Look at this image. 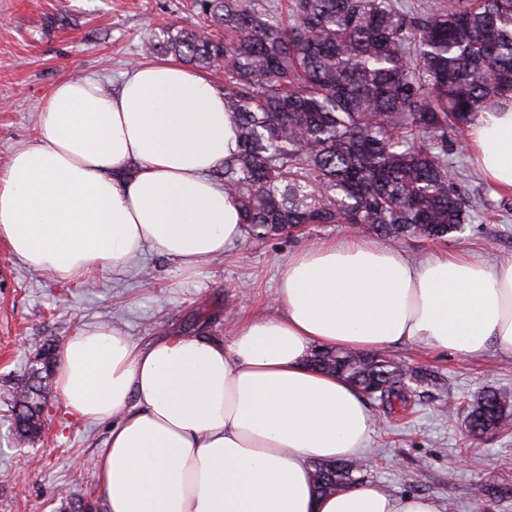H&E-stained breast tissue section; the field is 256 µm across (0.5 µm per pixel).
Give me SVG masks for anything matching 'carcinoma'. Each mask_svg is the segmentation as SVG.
I'll return each mask as SVG.
<instances>
[{"label":"carcinoma","instance_id":"cac0c4a2","mask_svg":"<svg viewBox=\"0 0 512 512\" xmlns=\"http://www.w3.org/2000/svg\"><path fill=\"white\" fill-rule=\"evenodd\" d=\"M224 27L215 40L179 29L149 39L202 69L224 71V110L238 153L210 177L261 240L283 226L359 224L383 240L442 241L470 202L448 160V134L495 105H512V0H198ZM12 405L17 432L37 436L53 392V353L37 357ZM383 408H405L407 372L380 354L319 351ZM468 436L499 430L512 404L495 390L448 400Z\"/></svg>","mask_w":512,"mask_h":512}]
</instances>
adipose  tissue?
<instances>
[{
	"label": "adipose tissue",
	"instance_id": "obj_1",
	"mask_svg": "<svg viewBox=\"0 0 512 512\" xmlns=\"http://www.w3.org/2000/svg\"><path fill=\"white\" fill-rule=\"evenodd\" d=\"M469 147L490 183L512 188V111L482 113ZM237 150L223 96L173 59L126 72L114 94L94 77L61 79L38 141L0 174V240L63 281L124 271L147 247L193 276L243 235L210 177ZM276 300L280 314L241 320L226 342L140 347L100 326L66 341L55 370L65 409L114 421L92 461L106 512H441L367 482L317 493L314 462L365 455L370 417L349 382L307 359L402 342L512 354V261L415 263L351 239L292 256Z\"/></svg>",
	"mask_w": 512,
	"mask_h": 512
}]
</instances>
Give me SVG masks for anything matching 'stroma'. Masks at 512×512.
Here are the masks:
<instances>
[{
  "instance_id": "obj_1",
  "label": "stroma",
  "mask_w": 512,
  "mask_h": 512,
  "mask_svg": "<svg viewBox=\"0 0 512 512\" xmlns=\"http://www.w3.org/2000/svg\"><path fill=\"white\" fill-rule=\"evenodd\" d=\"M167 26L220 32L195 0H0V170L34 143L40 109L59 79L94 76L115 93L123 74L144 62L143 40ZM448 149L472 203L463 232L441 242L393 240L390 248L416 262L444 253L488 265L512 259V190L493 187L469 148L452 142ZM349 236L347 225L314 224L260 241L244 237L190 278L147 248L122 273L97 268L79 281L34 272L0 242V512H64L69 494L104 499L91 462L107 445L111 420L75 418L54 396L40 438L23 441L15 431L12 395L42 345L63 348L96 325L139 345L170 335L227 339L239 320L278 313L275 293L293 254ZM388 354L429 378L410 412L371 408L367 446L375 462L362 480L394 496L431 497L452 512H512V425L470 445L462 418L446 410L449 396L486 389L512 399V356L467 358L410 343Z\"/></svg>"
}]
</instances>
